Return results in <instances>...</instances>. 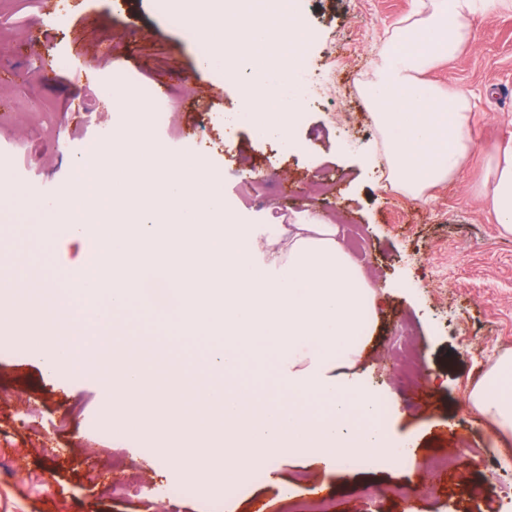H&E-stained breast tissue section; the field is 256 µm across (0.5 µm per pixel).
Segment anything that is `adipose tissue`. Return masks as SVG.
Here are the masks:
<instances>
[{"label":"adipose tissue","mask_w":512,"mask_h":512,"mask_svg":"<svg viewBox=\"0 0 512 512\" xmlns=\"http://www.w3.org/2000/svg\"><path fill=\"white\" fill-rule=\"evenodd\" d=\"M474 2L419 0L414 17L394 31L374 77L361 85L380 134L388 179L416 197L452 178L471 152L466 101L448 96L424 74L455 54ZM248 40L246 51L229 42L198 65L210 69L235 55L254 62L255 76L243 94L241 114L256 137L289 143L303 102L298 85L288 80V69L296 64L288 33L259 24L249 29ZM492 177V211L501 230L512 234V147L496 160ZM470 405L501 436H512L511 356L497 362L472 392Z\"/></svg>","instance_id":"adipose-tissue-1"}]
</instances>
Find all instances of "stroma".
<instances>
[{
  "label": "stroma",
  "instance_id": "obj_1",
  "mask_svg": "<svg viewBox=\"0 0 512 512\" xmlns=\"http://www.w3.org/2000/svg\"><path fill=\"white\" fill-rule=\"evenodd\" d=\"M67 19L50 23L39 0H11L0 13V247L20 259V274L38 271L55 281L74 263L73 249L48 243L40 203L77 189L74 164L95 149L111 148L112 88L130 105L165 111L141 100L140 87L171 84L185 103L175 126L143 128L171 159L203 156L223 182L224 206L241 224H298L305 217L344 214L338 239L350 229L365 240L353 259L380 295L376 329L355 367L379 398L395 443L411 442L419 464L407 470L376 465L356 472L321 456L279 461L263 480L244 469L226 497L209 494L207 460L188 472L168 459L161 439L135 437L105 415L112 392L96 372L111 334L88 328L79 365L48 372L25 336L40 332L19 320L0 332V512H304L325 499L328 512H512V438L470 407L468 397L498 358L512 355V235L502 233L490 203L493 150L512 141V6L486 8L477 0L468 37L457 54L425 73L426 80L470 103L473 148L451 179L414 198L386 177L379 136L359 87L369 79L392 31L417 0H306L302 23L308 57L324 80L302 77L304 118L290 145L259 139L248 123L228 128L217 114L240 109V84L218 69L198 67L191 36L170 27L156 0H58ZM108 41L111 55L97 46ZM63 52L73 67L43 70V57ZM94 68L93 121L64 111L83 89L76 63ZM327 177L328 200L297 201L295 192ZM407 345L421 367L416 383L403 381L393 343ZM459 450L460 468L428 469L436 454ZM124 480L115 497L103 481ZM178 487L181 495L166 498Z\"/></svg>",
  "mask_w": 512,
  "mask_h": 512
}]
</instances>
